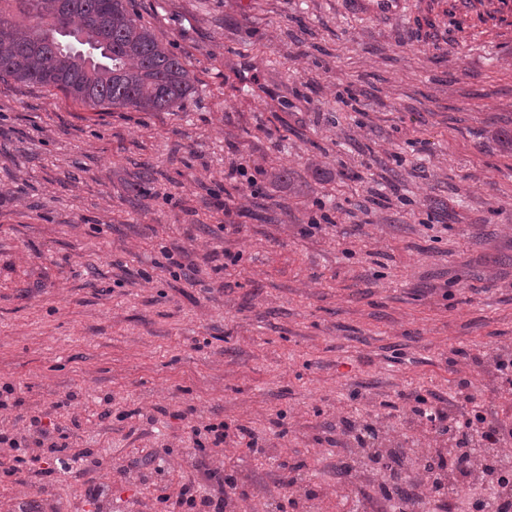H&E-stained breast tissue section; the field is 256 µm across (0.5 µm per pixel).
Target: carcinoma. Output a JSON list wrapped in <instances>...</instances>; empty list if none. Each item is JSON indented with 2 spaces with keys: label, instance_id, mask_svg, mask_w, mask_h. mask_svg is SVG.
<instances>
[{
  "label": "carcinoma",
  "instance_id": "obj_1",
  "mask_svg": "<svg viewBox=\"0 0 512 512\" xmlns=\"http://www.w3.org/2000/svg\"><path fill=\"white\" fill-rule=\"evenodd\" d=\"M0 0V75L51 86L91 108L170 112L194 89L195 76L154 30L130 10V0ZM66 31L83 41L63 39ZM375 429L357 442L386 480L381 491L401 506L411 500L403 476L407 452L377 446Z\"/></svg>",
  "mask_w": 512,
  "mask_h": 512
}]
</instances>
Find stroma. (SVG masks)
<instances>
[{
  "label": "stroma",
  "instance_id": "35a3bbf8",
  "mask_svg": "<svg viewBox=\"0 0 512 512\" xmlns=\"http://www.w3.org/2000/svg\"><path fill=\"white\" fill-rule=\"evenodd\" d=\"M403 2L132 0L195 75L172 112L0 76V431L40 416L74 456L21 484L0 453V512H164L210 493L191 429L221 421L263 446L216 448L230 512H394L342 480L345 422L448 447L421 397L512 427V0ZM353 14L376 20H386L402 12V0H346Z\"/></svg>",
  "mask_w": 512,
  "mask_h": 512
}]
</instances>
